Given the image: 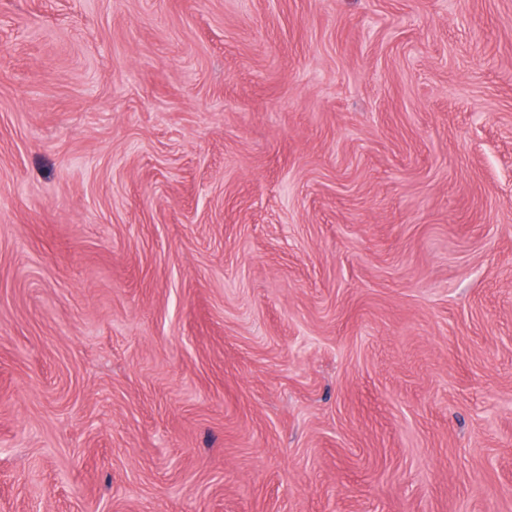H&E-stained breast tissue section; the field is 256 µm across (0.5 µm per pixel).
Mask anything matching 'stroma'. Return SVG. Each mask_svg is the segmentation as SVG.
Segmentation results:
<instances>
[{
	"label": "stroma",
	"mask_w": 512,
	"mask_h": 512,
	"mask_svg": "<svg viewBox=\"0 0 512 512\" xmlns=\"http://www.w3.org/2000/svg\"><path fill=\"white\" fill-rule=\"evenodd\" d=\"M512 512V0H0V512Z\"/></svg>",
	"instance_id": "stroma-1"
}]
</instances>
